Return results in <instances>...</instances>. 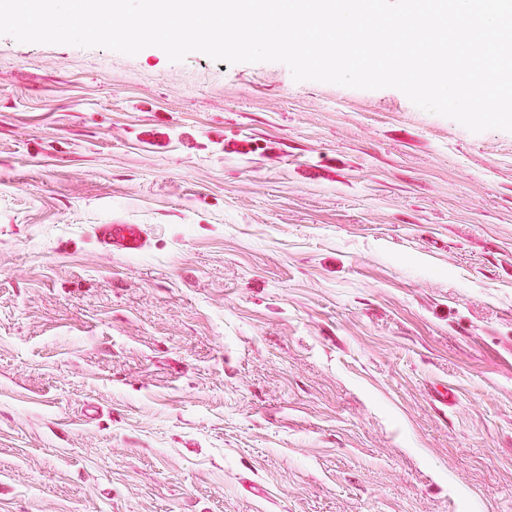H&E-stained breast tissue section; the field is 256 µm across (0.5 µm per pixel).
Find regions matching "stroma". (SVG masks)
Masks as SVG:
<instances>
[{
    "label": "stroma",
    "mask_w": 512,
    "mask_h": 512,
    "mask_svg": "<svg viewBox=\"0 0 512 512\" xmlns=\"http://www.w3.org/2000/svg\"><path fill=\"white\" fill-rule=\"evenodd\" d=\"M0 512H512V133L0 35ZM97 236L100 243L109 250L136 251L146 242L144 233L133 224H101Z\"/></svg>",
    "instance_id": "35a3bbf8"
}]
</instances>
